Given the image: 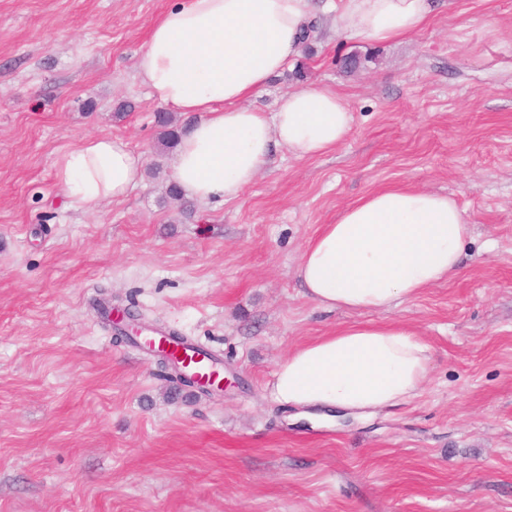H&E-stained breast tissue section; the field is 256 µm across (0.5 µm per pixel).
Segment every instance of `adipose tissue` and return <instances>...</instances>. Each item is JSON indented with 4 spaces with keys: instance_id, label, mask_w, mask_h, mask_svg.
<instances>
[{
    "instance_id": "ef3b65f1",
    "label": "adipose tissue",
    "mask_w": 512,
    "mask_h": 512,
    "mask_svg": "<svg viewBox=\"0 0 512 512\" xmlns=\"http://www.w3.org/2000/svg\"><path fill=\"white\" fill-rule=\"evenodd\" d=\"M339 33L378 42L428 24L430 0H178L152 25L137 70L152 96L189 121L176 144L173 180L194 202L230 200L257 178L277 147L315 158L343 143L352 115L336 93L287 94L273 114L247 107L296 59L316 14ZM56 177L72 205L125 198L142 165L122 140L92 136L62 152ZM470 234L448 196L411 185L374 189L305 244L296 276L329 309L387 312L454 278ZM430 346L395 324L341 325L294 348L270 393L282 406L365 414L412 398L427 377Z\"/></svg>"
}]
</instances>
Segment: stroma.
I'll use <instances>...</instances> for the list:
<instances>
[{
  "label": "stroma",
  "mask_w": 512,
  "mask_h": 512,
  "mask_svg": "<svg viewBox=\"0 0 512 512\" xmlns=\"http://www.w3.org/2000/svg\"><path fill=\"white\" fill-rule=\"evenodd\" d=\"M176 2L0 0V512H512V0H434L423 31L386 43L316 18L248 104L334 91L347 139L311 159L276 149L208 204L168 197L163 106L136 69ZM89 136L122 139L145 173L77 210L55 161ZM403 184L462 210L459 274L388 313L310 300L307 240ZM103 297L220 354L225 394L114 343ZM382 322L432 349L413 398L308 421L271 397L293 348Z\"/></svg>",
  "instance_id": "obj_1"
}]
</instances>
